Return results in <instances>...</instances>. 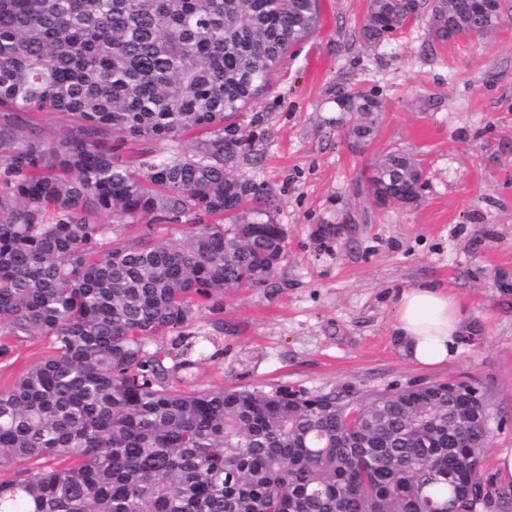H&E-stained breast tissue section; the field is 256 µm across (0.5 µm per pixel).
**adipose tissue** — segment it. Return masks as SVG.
<instances>
[{
  "instance_id": "obj_1",
  "label": "adipose tissue",
  "mask_w": 512,
  "mask_h": 512,
  "mask_svg": "<svg viewBox=\"0 0 512 512\" xmlns=\"http://www.w3.org/2000/svg\"><path fill=\"white\" fill-rule=\"evenodd\" d=\"M394 307V329L413 364L435 367L459 355L465 314L447 288L429 284L402 289Z\"/></svg>"
}]
</instances>
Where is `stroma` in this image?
Listing matches in <instances>:
<instances>
[{
	"label": "stroma",
	"mask_w": 512,
	"mask_h": 512,
	"mask_svg": "<svg viewBox=\"0 0 512 512\" xmlns=\"http://www.w3.org/2000/svg\"><path fill=\"white\" fill-rule=\"evenodd\" d=\"M320 5L317 30L236 119L252 155L227 164L272 195L287 258L264 286L201 302L148 349L165 351L170 384L189 391L474 383L491 414L479 470L489 501L476 512H512V491L494 480L497 453L512 448V15L491 35L445 44L421 17L374 45L359 36L368 0ZM351 92L384 105L362 149L340 105ZM393 150L425 167L426 189L409 209L369 193V165ZM429 283L456 295L466 326L461 353L424 370L394 333L393 300ZM52 353L47 339L0 335V390Z\"/></svg>",
	"instance_id": "1"
}]
</instances>
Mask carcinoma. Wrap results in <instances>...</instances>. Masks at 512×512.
Masks as SVG:
<instances>
[{
	"instance_id": "cac0c4a2",
	"label": "carcinoma",
	"mask_w": 512,
	"mask_h": 512,
	"mask_svg": "<svg viewBox=\"0 0 512 512\" xmlns=\"http://www.w3.org/2000/svg\"><path fill=\"white\" fill-rule=\"evenodd\" d=\"M320 0H0V327L54 355L0 391V512H468L485 407L439 382L383 391H182L147 350L202 300L258 288L286 235L224 169L225 122L320 23ZM467 0H370L368 43ZM348 136L368 146L382 103ZM64 117L46 139L27 114ZM194 131L201 137L182 146ZM141 144L135 162L116 156ZM375 196L425 179L370 166ZM190 225L157 238L154 224ZM147 231L128 246L126 226ZM65 457L67 468L29 469Z\"/></svg>"
}]
</instances>
